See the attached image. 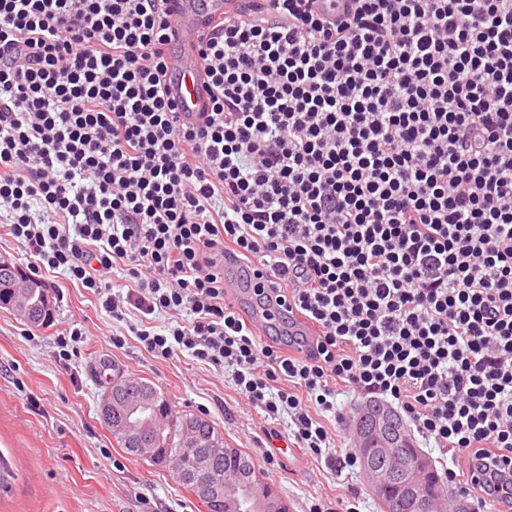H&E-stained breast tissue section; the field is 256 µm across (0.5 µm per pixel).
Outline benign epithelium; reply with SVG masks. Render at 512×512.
Returning <instances> with one entry per match:
<instances>
[{
    "mask_svg": "<svg viewBox=\"0 0 512 512\" xmlns=\"http://www.w3.org/2000/svg\"><path fill=\"white\" fill-rule=\"evenodd\" d=\"M0 274L12 276L13 299L9 309L21 320L34 319L28 300L30 283L19 277L13 264L0 258ZM151 391L144 389L140 396L128 395L125 380H112L100 404V419L111 433L121 436L127 444L149 454L153 442L142 418L143 401ZM362 409L352 418L353 448L357 452L360 467L368 481L374 485L395 491L387 512H401L402 504H410L412 512H442L441 499L419 490L424 478L434 474V464L420 449L412 454L399 452L412 447L407 429L394 428L399 413L390 405L374 406L371 418ZM184 479L201 488L203 494L215 502L224 497V487L212 482L207 473L191 472Z\"/></svg>",
    "mask_w": 512,
    "mask_h": 512,
    "instance_id": "benign-epithelium-1",
    "label": "benign epithelium"
}]
</instances>
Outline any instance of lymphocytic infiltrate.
<instances>
[{"mask_svg":"<svg viewBox=\"0 0 512 512\" xmlns=\"http://www.w3.org/2000/svg\"><path fill=\"white\" fill-rule=\"evenodd\" d=\"M177 2L0 0V204L33 273L177 318L142 347L231 368L306 454L341 383L397 402L446 485L512 500V0H197L198 112L168 88ZM228 255L316 336L257 330Z\"/></svg>","mask_w":512,"mask_h":512,"instance_id":"obj_1","label":"lymphocytic infiltrate"}]
</instances>
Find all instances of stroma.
<instances>
[{
	"label": "stroma",
	"mask_w": 512,
	"mask_h": 512,
	"mask_svg": "<svg viewBox=\"0 0 512 512\" xmlns=\"http://www.w3.org/2000/svg\"><path fill=\"white\" fill-rule=\"evenodd\" d=\"M55 310L49 324L27 326L0 306V456L10 467V489L0 494V512H203L199 499L168 469L119 448L99 418L107 364L142 378L163 392L176 411L207 418L228 447L245 451L256 465L274 453L271 475L288 512H307L315 499L360 493V512H383L360 469H338L332 460L352 446L333 414L324 423L332 437L321 456L292 445L288 416L270 418L242 397L231 376L188 354L161 361L140 347L141 321H118L100 309L96 296L67 276L49 287ZM80 328V353L69 365L55 358V336ZM122 335V348L112 345Z\"/></svg>",
	"instance_id": "35a3bbf8"
}]
</instances>
